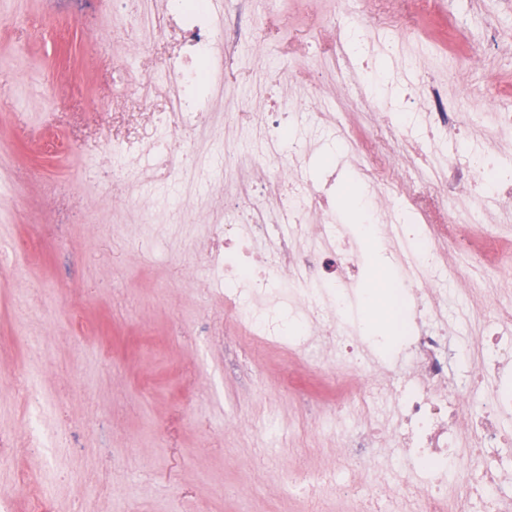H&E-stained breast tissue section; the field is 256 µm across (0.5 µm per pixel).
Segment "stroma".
I'll return each mask as SVG.
<instances>
[{"instance_id":"1","label":"stroma","mask_w":512,"mask_h":512,"mask_svg":"<svg viewBox=\"0 0 512 512\" xmlns=\"http://www.w3.org/2000/svg\"><path fill=\"white\" fill-rule=\"evenodd\" d=\"M387 8L408 22L366 30V57L388 77L373 98L342 39L366 0H224L256 42L225 65L223 89L195 87L191 147L163 186L152 152L168 98L155 94L148 108L138 90L178 44L150 25L165 0H63L53 11L0 0V512H351L336 491L312 500L295 490L343 461L322 427L336 397L334 346L320 336L304 356L253 343L205 260L224 247L231 202L263 174L247 154L229 176L198 173L274 95L306 114L303 174L340 191L361 185L366 218L380 223L392 196L363 182L356 154H338L336 127L314 115L337 113L363 138L389 113L420 111L426 79L459 104L473 140L512 156V131L494 124L495 110L512 108V0ZM116 142L127 147L119 178ZM415 188L452 196L461 224L475 204L467 176ZM481 222L497 237L489 285L453 283L477 339L512 301V205L488 207ZM31 368L33 386L15 391Z\"/></svg>"}]
</instances>
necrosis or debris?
I'll return each mask as SVG.
<instances>
[{
  "instance_id": "necrosis-or-debris-1",
  "label": "necrosis or debris",
  "mask_w": 512,
  "mask_h": 512,
  "mask_svg": "<svg viewBox=\"0 0 512 512\" xmlns=\"http://www.w3.org/2000/svg\"><path fill=\"white\" fill-rule=\"evenodd\" d=\"M182 27V55L169 61L168 71L180 75L169 89L171 120L160 127L158 154L171 156L175 147L170 129L188 126L191 93L201 76L212 73L211 59L220 41L207 0H174ZM430 110L422 120L424 138L445 137L449 145L464 132L457 108L439 85L429 84L424 97ZM287 109L272 102L264 115L255 150L256 166L270 170L292 164L296 149L282 135ZM397 206L383 218L385 231L402 268L401 277L379 285L389 316L400 335L410 366L388 369L379 390L359 384L328 412L338 422L336 439L345 450L340 492L350 485L348 471L372 465L376 446L387 447L398 466V481L411 498L401 512H442L448 488L461 487V512H504L512 503V336L500 335V324L512 320V308L498 307L489 320L491 330L480 347L448 332V256L462 249L467 237L454 224L434 223L413 191V180L396 183ZM277 203L267 207L268 194ZM324 194L301 180L275 178L252 189L241 204L240 218L224 226V302L243 329L261 343L280 341L305 352L313 328L336 344L337 354L355 372L369 367L370 350L363 339H351L352 316L358 296L352 288L360 249L337 224H321L319 250L297 251L296 237L306 231L310 208L326 204ZM272 288L288 290L304 300L308 317L291 321L279 311L253 307L255 294ZM456 364L457 380L448 377ZM397 408L393 429L374 426L369 412L380 401ZM467 427L471 445L459 453V429Z\"/></svg>"
}]
</instances>
